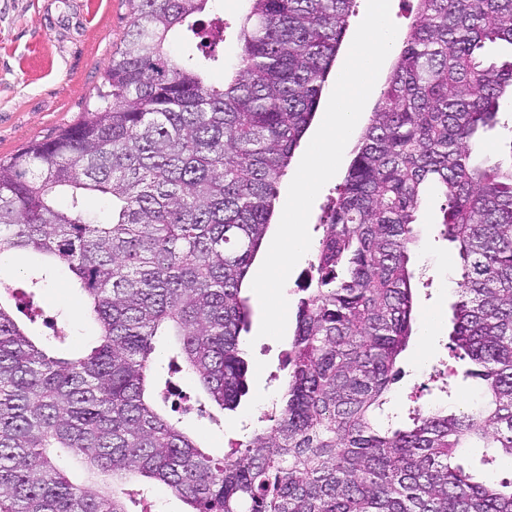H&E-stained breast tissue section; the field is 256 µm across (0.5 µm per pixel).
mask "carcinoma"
<instances>
[{
    "label": "carcinoma",
    "instance_id": "1",
    "mask_svg": "<svg viewBox=\"0 0 512 512\" xmlns=\"http://www.w3.org/2000/svg\"><path fill=\"white\" fill-rule=\"evenodd\" d=\"M130 26L98 103L53 138L0 159V257L32 251L39 288L66 266L99 327L86 355L50 354L14 318L0 279V512H131L146 478L189 512H512V480H479L461 449L512 458V147L477 133L512 96V0H417L392 69L327 213L297 303L288 376L270 424L214 457L161 413L153 340L234 410L249 370L241 297L277 186L319 110L356 0H245L232 75L209 0H128ZM205 46L175 57L170 36ZM108 195L105 219L84 199ZM462 262L452 340L482 400L381 420L412 331L414 226L429 194ZM64 195L60 206L56 197ZM70 451L97 489L76 484Z\"/></svg>",
    "mask_w": 512,
    "mask_h": 512
}]
</instances>
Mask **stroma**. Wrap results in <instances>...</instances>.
I'll use <instances>...</instances> for the list:
<instances>
[{
	"instance_id": "35a3bbf8",
	"label": "stroma",
	"mask_w": 512,
	"mask_h": 512,
	"mask_svg": "<svg viewBox=\"0 0 512 512\" xmlns=\"http://www.w3.org/2000/svg\"><path fill=\"white\" fill-rule=\"evenodd\" d=\"M128 0H0V157L7 158L30 142L55 136L75 123L97 101L102 76L130 25ZM440 198L427 204L417 243L411 253L416 318L413 333L398 363L399 373L388 393L389 412L424 413L454 401L476 403L479 388L461 377L463 363L452 346L453 278L460 259L438 223ZM252 310L247 346L251 362L248 393L236 411L218 412L216 419L184 415L181 426L220 455L234 447L244 424L258 423L274 412L284 392V356L288 340L258 337L261 306L251 288H244ZM34 302L39 318L14 317L34 338L49 336L45 319L67 325L70 338L64 355L90 352L97 332L85 299L72 284L66 267H58ZM171 339H156L153 382L171 379L177 393L203 397L199 382L187 372L168 373Z\"/></svg>"
}]
</instances>
